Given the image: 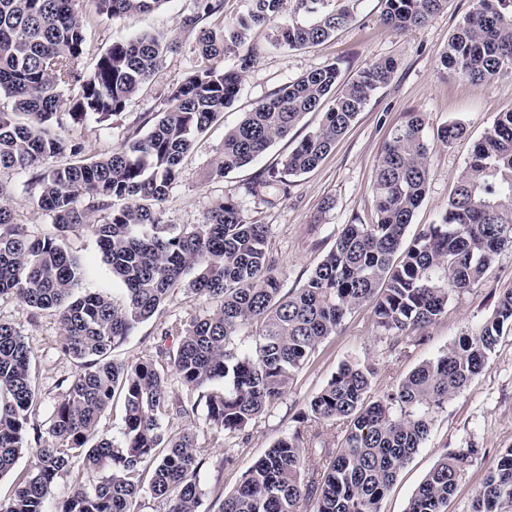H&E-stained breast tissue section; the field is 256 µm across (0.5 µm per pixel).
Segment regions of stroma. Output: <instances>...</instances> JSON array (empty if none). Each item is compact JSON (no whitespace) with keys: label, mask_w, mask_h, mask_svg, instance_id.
Listing matches in <instances>:
<instances>
[{"label":"stroma","mask_w":512,"mask_h":512,"mask_svg":"<svg viewBox=\"0 0 512 512\" xmlns=\"http://www.w3.org/2000/svg\"><path fill=\"white\" fill-rule=\"evenodd\" d=\"M471 8L472 0H447L446 7L425 25L397 30L383 24L382 0H358L348 26L323 43L299 50L275 46L272 27L255 28L249 44L256 49V61L245 74L234 104L184 157L163 205L166 221L179 228L205 223L216 200L232 198L247 221L267 225L266 247L276 261L282 290L299 287L333 247L344 225L374 222L375 202L369 186L381 150L408 113L417 112L425 119L431 151L426 195L405 233L406 241H413L446 208L483 130L496 113L512 110V73L475 84L438 67L449 36ZM194 10L195 0H166L153 12L131 14L117 21L103 17L89 26L83 58L88 71L117 38L146 31L164 32L174 47L125 113L101 124L92 120L80 125L67 121L57 127V134L84 141L88 153L100 155L119 147L132 131L147 132L170 91L200 65L195 50L196 32L184 24ZM386 59L396 64L390 81L374 93L314 170L288 177L286 184L276 188L257 194L251 191L257 181L280 170L282 160L318 128L323 120L319 111L307 113L288 137L276 140L251 164L224 178H211V162L223 146L225 131L256 103L310 70L336 65L341 82L347 83L364 68ZM452 122L462 123L465 134L447 145L437 142V129ZM28 179V174L20 171L0 172V184L8 190L16 223L22 224L28 234L41 237L52 233V219L34 202ZM65 245L85 270L75 295L103 293L114 302H123L122 286L113 278L93 236L77 229L67 233ZM509 289L512 249L497 256L482 284L449 302L447 312L426 329L421 342H393L377 331L370 309L358 310L336 335L318 345L283 397L252 423L248 440L236 445L232 460H225L223 444L214 442L207 433L206 408L198 406V443L207 456L199 474L203 492L199 512H210L217 496L231 493L246 470L278 439L294 430L319 434L332 448L340 444L343 424L306 422L302 415L312 396L342 365H371L375 373L370 394L378 396L460 336L474 332L494 315L502 293ZM201 306V300L190 293H174L159 315L137 325L113 348L111 360L131 364L155 355L162 343V328L189 324ZM0 321L14 325L31 348L37 399L30 422L38 429L48 430L63 383L79 371L80 365L62 353L61 328L53 312H36L17 300L4 298L0 299ZM467 446L476 448L477 454L449 498L446 512H471L487 471L505 449L512 448V331L503 333L484 369L469 386L437 410L426 440L386 491L379 512H404L438 460Z\"/></svg>","instance_id":"obj_1"}]
</instances>
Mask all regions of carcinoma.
<instances>
[{
	"label": "carcinoma",
	"instance_id": "cac0c4a2",
	"mask_svg": "<svg viewBox=\"0 0 512 512\" xmlns=\"http://www.w3.org/2000/svg\"><path fill=\"white\" fill-rule=\"evenodd\" d=\"M82 0H0V94L13 99L0 112V171L31 173L37 206L52 218L54 233L29 236L14 222L0 184V298L57 312L62 351L81 361L55 407L47 439L31 470L16 481L0 512H134L141 492L164 512H199L198 474L207 463L191 419L205 401L214 439H234L285 393L318 344L345 320L368 307L387 336H423L456 294L479 285L495 256L512 247V111L498 113L475 145L448 206L407 249L406 229L429 180L430 145L418 113L395 127L371 182L376 221L346 224L332 249L298 288L281 293L266 250V227L246 221L237 202H214L204 224L186 229L165 221L162 204L183 157L232 105L256 52L244 54L255 26L279 20L287 0H246L229 25L203 28L197 38L199 68L171 91L166 108L143 136L135 132L110 154L90 155L51 124L108 121L127 109L161 66L171 42L163 34L117 39L91 72L82 64L87 16ZM96 15L114 20L149 13L167 0H87ZM185 25L196 27L224 14V0H195ZM294 0L295 12L275 27V42L297 49L317 45L352 20L349 4ZM382 20L395 29L424 25L447 0H384ZM233 55L237 62L222 65ZM439 64L472 81L512 71V0H475L472 12L448 40ZM394 62H377L341 90L330 64L288 82L224 134L211 163L222 177L251 163L289 135L308 112L326 109L322 124L282 161L279 183L315 168L356 120L373 93L386 84ZM70 162L50 165L58 156ZM92 199L86 209L79 198ZM109 211L97 224L91 210ZM82 227L96 238L104 262L124 286L125 301L76 297L84 274L63 238ZM185 289L207 307L159 356L197 401L171 395L165 366L151 358L134 364L107 359L130 332L160 313L170 293ZM512 325V290L493 317L421 364L390 391L369 395L373 369L345 364L309 401L315 423L341 421L338 448H311L297 430L282 437L224 496L217 512H379L378 504L399 471L428 436L433 413L458 395L484 368L504 327ZM254 338L252 351L234 346ZM31 350L11 324L0 322V476L10 473L26 448L36 401ZM124 402V441L99 433L112 399ZM477 450L445 454L410 499L405 512H443L464 467ZM102 474L92 485L75 479L70 494L48 508L56 479L72 460ZM512 503V448L488 471L473 512H498Z\"/></svg>",
	"mask_w": 512,
	"mask_h": 512
}]
</instances>
